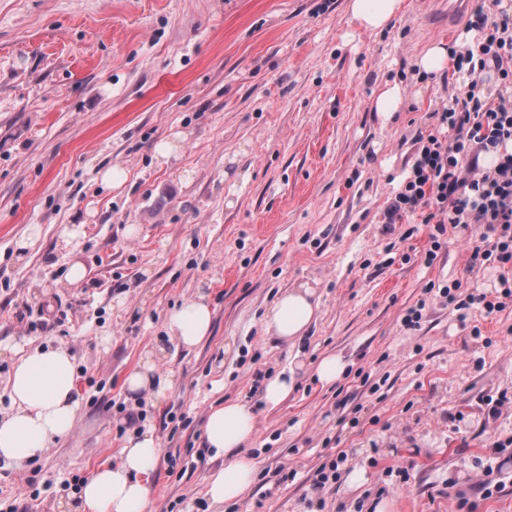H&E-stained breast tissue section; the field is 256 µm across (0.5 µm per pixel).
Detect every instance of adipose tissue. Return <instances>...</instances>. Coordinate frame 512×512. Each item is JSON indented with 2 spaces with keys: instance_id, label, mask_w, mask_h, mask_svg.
I'll return each instance as SVG.
<instances>
[{
  "instance_id": "1",
  "label": "adipose tissue",
  "mask_w": 512,
  "mask_h": 512,
  "mask_svg": "<svg viewBox=\"0 0 512 512\" xmlns=\"http://www.w3.org/2000/svg\"><path fill=\"white\" fill-rule=\"evenodd\" d=\"M401 8L402 0L349 2L353 20L369 31L388 28ZM315 295L306 283L288 289L266 312L267 333L288 343L301 339L319 311ZM211 326V307L201 294L168 315L166 331L190 348L208 336ZM9 389V406L0 412V459L20 465L71 434L81 407L75 361L62 348L33 349L15 365ZM254 428L253 410L245 403L230 401L209 412L205 442L212 458L223 462L208 478L213 503L239 499L253 482L256 464L244 449ZM160 455L152 432L129 436L116 462L100 465L84 481L77 512H148Z\"/></svg>"
}]
</instances>
